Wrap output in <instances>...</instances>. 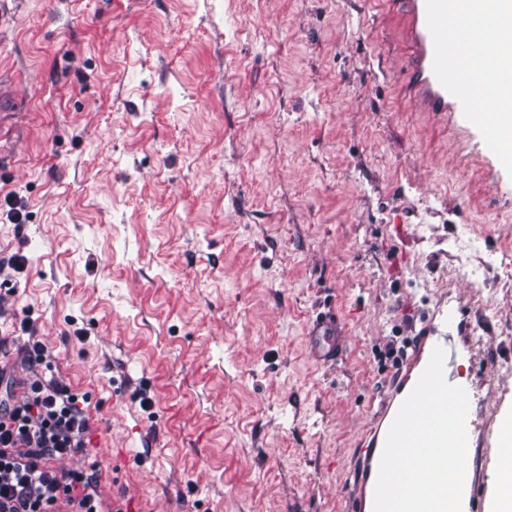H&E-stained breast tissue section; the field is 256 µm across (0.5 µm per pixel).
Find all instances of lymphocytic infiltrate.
<instances>
[{"label":"lymphocytic infiltrate","instance_id":"f902f5d3","mask_svg":"<svg viewBox=\"0 0 512 512\" xmlns=\"http://www.w3.org/2000/svg\"><path fill=\"white\" fill-rule=\"evenodd\" d=\"M18 330L28 337L20 363L0 360V512H112L98 492L96 466H58L89 447L87 397L42 372L48 350L30 319ZM20 364L28 371L23 379Z\"/></svg>","mask_w":512,"mask_h":512}]
</instances>
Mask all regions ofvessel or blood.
Masks as SVG:
<instances>
[{"label": "vessel or blood", "instance_id": "b4317fda", "mask_svg": "<svg viewBox=\"0 0 512 512\" xmlns=\"http://www.w3.org/2000/svg\"><path fill=\"white\" fill-rule=\"evenodd\" d=\"M410 38L415 46L413 69L409 79L411 88L433 112H459L467 123L482 129L489 146H496L503 134L512 131V116L502 112H480L471 91L472 73L462 63L464 57L479 54L481 59L493 61L496 50L491 41L479 46L465 40L449 42V21L468 25L461 16L458 0H406ZM344 342L334 317L323 316L311 322L306 345L318 361L335 360ZM396 415L394 408L385 407L383 422L364 450L365 465L358 482L357 499L362 512L373 503L378 474L377 462L389 427Z\"/></svg>", "mask_w": 512, "mask_h": 512}]
</instances>
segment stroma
Segmentation results:
<instances>
[{
  "label": "stroma",
  "mask_w": 512,
  "mask_h": 512,
  "mask_svg": "<svg viewBox=\"0 0 512 512\" xmlns=\"http://www.w3.org/2000/svg\"><path fill=\"white\" fill-rule=\"evenodd\" d=\"M403 24L394 0H0V197L27 214L0 250L28 259L0 326L28 314L97 405L60 465L97 464L124 512H350L382 408L447 334L496 496L512 166L410 96ZM325 313L333 364L306 349Z\"/></svg>",
  "instance_id": "stroma-1"
}]
</instances>
